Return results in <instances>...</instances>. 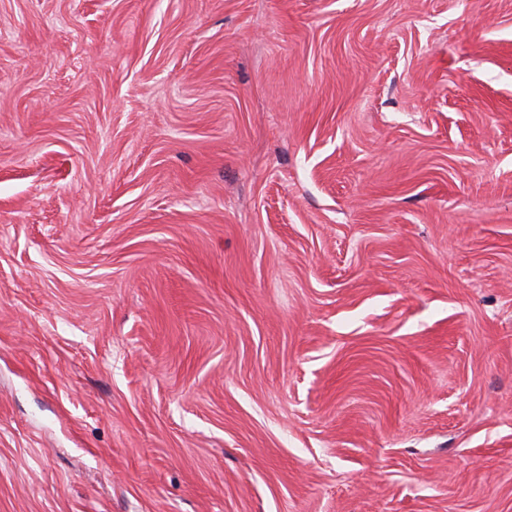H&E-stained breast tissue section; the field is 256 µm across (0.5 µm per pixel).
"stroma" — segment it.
I'll list each match as a JSON object with an SVG mask.
<instances>
[{
	"mask_svg": "<svg viewBox=\"0 0 512 512\" xmlns=\"http://www.w3.org/2000/svg\"><path fill=\"white\" fill-rule=\"evenodd\" d=\"M0 512H512V0H0Z\"/></svg>",
	"mask_w": 512,
	"mask_h": 512,
	"instance_id": "35a3bbf8",
	"label": "stroma"
}]
</instances>
